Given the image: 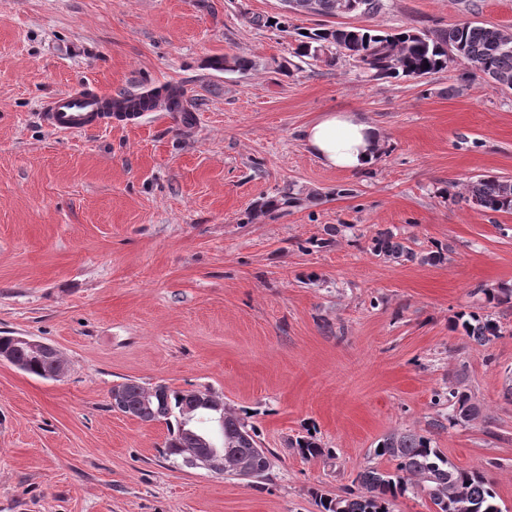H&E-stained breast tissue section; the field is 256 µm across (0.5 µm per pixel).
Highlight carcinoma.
Returning <instances> with one entry per match:
<instances>
[{
  "label": "carcinoma",
  "mask_w": 512,
  "mask_h": 512,
  "mask_svg": "<svg viewBox=\"0 0 512 512\" xmlns=\"http://www.w3.org/2000/svg\"><path fill=\"white\" fill-rule=\"evenodd\" d=\"M297 42L295 55L312 60L322 59L323 48L330 45L335 52L328 60L345 59L371 79L424 78L448 70L462 63L460 80L466 82L482 78L501 89L512 90V33L482 26L473 22L448 28L418 30L400 28H317L303 34L293 29ZM164 93L169 107L177 112L183 92L177 86H166L146 96L127 95L116 102L118 111L141 112L151 98ZM465 199L484 212H512V179L481 175L464 185ZM372 250L389 260L402 257L413 259L416 254L392 233L380 232L372 239ZM455 326L463 329L474 343L484 346L500 336L501 326L489 315L475 312L457 314ZM10 352L23 372L43 379L52 377L55 363L28 350L14 336H0V349ZM128 397L129 412L143 420H157L166 424L169 438L163 456L181 458L180 449L194 447V436L200 434L190 420L188 409L195 400L186 390L167 389L162 400L150 407L142 406L147 389L129 380L120 384ZM434 405L444 406L447 412L430 423L424 432H393L382 438L373 456L394 462V469L369 467L358 473L356 488L343 496L316 495L319 512H392L400 497L423 495L432 505L433 512H503L501 497L495 484L481 469H461L451 463L433 446L431 430L448 424L456 426L475 419L478 407L471 396L457 388L448 394L434 393ZM205 416L224 417V467L226 472L245 478L236 465L243 460L257 461L258 471L251 478L264 477L271 468L272 452L260 446L253 426L226 409L202 406L196 410ZM295 448L304 458L333 455L313 437L295 440Z\"/></svg>",
  "instance_id": "1"
}]
</instances>
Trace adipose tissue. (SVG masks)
<instances>
[{
	"mask_svg": "<svg viewBox=\"0 0 512 512\" xmlns=\"http://www.w3.org/2000/svg\"><path fill=\"white\" fill-rule=\"evenodd\" d=\"M302 139L308 150L330 169L365 171L381 156L379 129L355 112L324 113L303 129Z\"/></svg>",
	"mask_w": 512,
	"mask_h": 512,
	"instance_id": "adipose-tissue-1",
	"label": "adipose tissue"
}]
</instances>
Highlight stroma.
<instances>
[{
  "mask_svg": "<svg viewBox=\"0 0 512 512\" xmlns=\"http://www.w3.org/2000/svg\"><path fill=\"white\" fill-rule=\"evenodd\" d=\"M280 0H0V336L55 346L46 380L0 361V512H318L394 431L430 429L436 391L475 420L432 431L484 469L512 512V213L459 197L512 178V91L458 78L372 80L350 62L293 56L255 25ZM512 30V0H383L373 17L290 14L293 27ZM221 55L232 66L214 70ZM175 85L165 106L82 135L39 112L78 87L113 96ZM329 111L383 133L377 164L323 166L300 131ZM346 196H338V189ZM297 206L266 209L284 192ZM391 231L413 260L371 239ZM442 251L434 263L422 254ZM492 315L487 345L452 329ZM134 380L210 389L272 454L243 480L165 458V424L113 411ZM313 434L333 457L291 448ZM372 250L389 260H398L401 257L413 259L417 255L401 242L393 241V235L390 231L379 232L377 236L372 239Z\"/></svg>",
  "mask_w": 512,
  "mask_h": 512,
  "instance_id": "1",
  "label": "stroma"
}]
</instances>
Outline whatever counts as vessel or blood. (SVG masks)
<instances>
[{
	"mask_svg": "<svg viewBox=\"0 0 512 512\" xmlns=\"http://www.w3.org/2000/svg\"><path fill=\"white\" fill-rule=\"evenodd\" d=\"M112 97L84 90L55 94L42 107V120L52 130L81 135L112 122Z\"/></svg>",
	"mask_w": 512,
	"mask_h": 512,
	"instance_id": "b4317fda",
	"label": "vessel or blood"
}]
</instances>
